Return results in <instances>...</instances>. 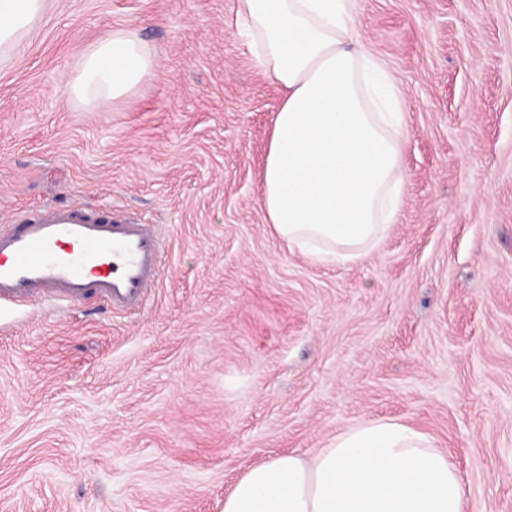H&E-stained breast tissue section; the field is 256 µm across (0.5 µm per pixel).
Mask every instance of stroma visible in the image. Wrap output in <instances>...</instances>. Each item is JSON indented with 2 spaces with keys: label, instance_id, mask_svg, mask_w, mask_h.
<instances>
[{
  "label": "stroma",
  "instance_id": "stroma-1",
  "mask_svg": "<svg viewBox=\"0 0 512 512\" xmlns=\"http://www.w3.org/2000/svg\"><path fill=\"white\" fill-rule=\"evenodd\" d=\"M236 0H46L0 70V225L62 204L154 226L147 306L0 305V512H222L253 465L391 418L468 512H512V0H356L402 91L397 224L316 264L259 205L281 93ZM133 26L159 73L86 108L66 83Z\"/></svg>",
  "mask_w": 512,
  "mask_h": 512
}]
</instances>
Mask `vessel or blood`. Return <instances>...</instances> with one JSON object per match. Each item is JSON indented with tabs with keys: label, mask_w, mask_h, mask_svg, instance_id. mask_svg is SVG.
I'll list each match as a JSON object with an SVG mask.
<instances>
[{
	"label": "vessel or blood",
	"mask_w": 512,
	"mask_h": 512,
	"mask_svg": "<svg viewBox=\"0 0 512 512\" xmlns=\"http://www.w3.org/2000/svg\"><path fill=\"white\" fill-rule=\"evenodd\" d=\"M161 256L150 225L77 205L45 207L0 230V302L71 304L96 294L113 309L134 311L159 281Z\"/></svg>",
	"instance_id": "obj_1"
}]
</instances>
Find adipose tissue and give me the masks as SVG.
<instances>
[{"label":"adipose tissue","instance_id":"obj_1","mask_svg":"<svg viewBox=\"0 0 512 512\" xmlns=\"http://www.w3.org/2000/svg\"><path fill=\"white\" fill-rule=\"evenodd\" d=\"M355 0H236L235 24L281 93L260 206L288 249L317 262L366 259L402 201L406 127L387 68L356 41ZM45 0H0V67ZM158 63L130 26L86 48L66 90L86 107L132 96ZM223 512H466L462 481L433 439L394 420H363L309 457L250 468Z\"/></svg>","mask_w":512,"mask_h":512}]
</instances>
